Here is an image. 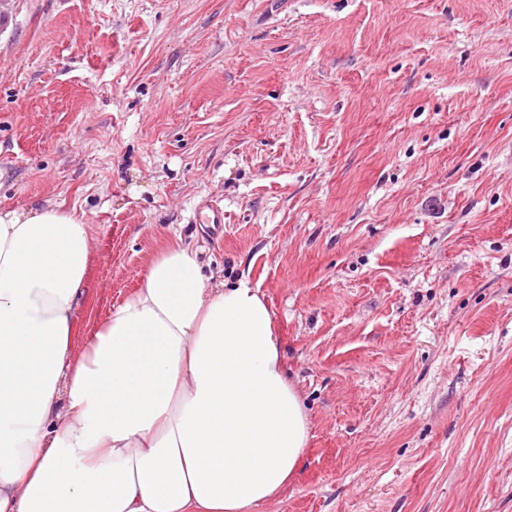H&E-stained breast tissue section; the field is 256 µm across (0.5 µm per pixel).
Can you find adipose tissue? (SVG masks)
I'll use <instances>...</instances> for the list:
<instances>
[{
  "mask_svg": "<svg viewBox=\"0 0 512 512\" xmlns=\"http://www.w3.org/2000/svg\"><path fill=\"white\" fill-rule=\"evenodd\" d=\"M91 227L0 207V512H255L310 422L259 289L175 239L73 347Z\"/></svg>",
  "mask_w": 512,
  "mask_h": 512,
  "instance_id": "adipose-tissue-1",
  "label": "adipose tissue"
}]
</instances>
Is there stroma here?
<instances>
[{"instance_id":"obj_1","label":"stroma","mask_w":512,"mask_h":512,"mask_svg":"<svg viewBox=\"0 0 512 512\" xmlns=\"http://www.w3.org/2000/svg\"><path fill=\"white\" fill-rule=\"evenodd\" d=\"M33 201L92 226L77 339L177 236L265 294L311 432L256 512H512V0H11Z\"/></svg>"}]
</instances>
